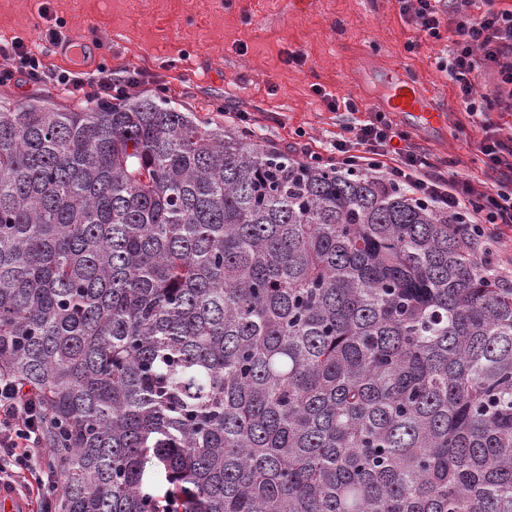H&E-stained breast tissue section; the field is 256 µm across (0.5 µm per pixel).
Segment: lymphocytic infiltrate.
Listing matches in <instances>:
<instances>
[{
  "instance_id": "lymphocytic-infiltrate-1",
  "label": "lymphocytic infiltrate",
  "mask_w": 512,
  "mask_h": 512,
  "mask_svg": "<svg viewBox=\"0 0 512 512\" xmlns=\"http://www.w3.org/2000/svg\"><path fill=\"white\" fill-rule=\"evenodd\" d=\"M402 13L420 31L437 39L442 21L454 24L456 48L445 67L456 84L463 112L484 117L479 149L484 156L488 184L478 189L466 177L446 178L429 173L427 157L409 143L407 132L393 124L384 111L373 112L353 138L337 140L336 163L357 168H385L387 175L405 182L415 195L435 207L453 210L469 203L470 217L464 227L476 239L493 237L499 226H512V133L487 120L490 112H512V10H490L473 19L466 15L469 0H448L440 13L438 0H399ZM138 69L127 70L124 79L113 78L104 65L88 67L77 60L69 70L48 69L41 53L30 49L23 38L0 44V85L27 77L43 79L67 91L92 89L120 91L141 81ZM488 79L491 94L478 93V78ZM36 400L18 385L0 379V488L24 499L31 512H57L55 491L59 482L53 470L34 467L33 458L43 446L36 416Z\"/></svg>"
}]
</instances>
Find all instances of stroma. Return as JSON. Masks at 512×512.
Here are the masks:
<instances>
[{
	"label": "stroma",
	"instance_id": "obj_1",
	"mask_svg": "<svg viewBox=\"0 0 512 512\" xmlns=\"http://www.w3.org/2000/svg\"><path fill=\"white\" fill-rule=\"evenodd\" d=\"M58 18L65 34L99 39L95 59L113 76L142 70L136 93L164 91L204 120L231 124L235 113H248L247 130L304 161L329 158L336 139L377 110L364 83L407 70L434 88L447 122L424 130L400 118L398 128L436 172L485 179L481 126L463 114L437 65L456 35L445 28L440 38L427 37L398 0H315L304 13L286 0H0V42L23 37L40 45L49 69H68L71 60L44 38ZM295 54L303 63L292 62Z\"/></svg>",
	"mask_w": 512,
	"mask_h": 512
}]
</instances>
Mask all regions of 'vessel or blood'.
<instances>
[{"mask_svg":"<svg viewBox=\"0 0 512 512\" xmlns=\"http://www.w3.org/2000/svg\"><path fill=\"white\" fill-rule=\"evenodd\" d=\"M380 84V103L385 111L396 113L424 129L443 124V111L435 104L434 91L425 82L406 73L384 75Z\"/></svg>","mask_w":512,"mask_h":512,"instance_id":"vessel-or-blood-1","label":"vessel or blood"}]
</instances>
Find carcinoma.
<instances>
[{"mask_svg": "<svg viewBox=\"0 0 512 512\" xmlns=\"http://www.w3.org/2000/svg\"><path fill=\"white\" fill-rule=\"evenodd\" d=\"M463 217L164 95L0 97V378L58 512H512V287Z\"/></svg>", "mask_w": 512, "mask_h": 512, "instance_id": "obj_1", "label": "carcinoma"}]
</instances>
